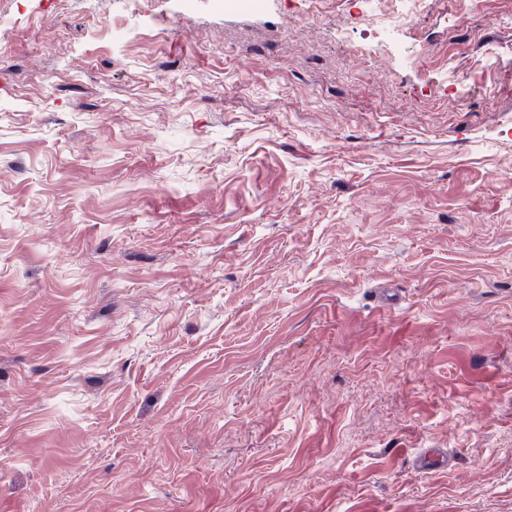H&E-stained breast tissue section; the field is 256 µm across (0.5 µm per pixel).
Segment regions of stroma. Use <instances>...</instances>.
<instances>
[{"instance_id": "obj_1", "label": "stroma", "mask_w": 512, "mask_h": 512, "mask_svg": "<svg viewBox=\"0 0 512 512\" xmlns=\"http://www.w3.org/2000/svg\"><path fill=\"white\" fill-rule=\"evenodd\" d=\"M509 44L0 0V512H512Z\"/></svg>"}]
</instances>
